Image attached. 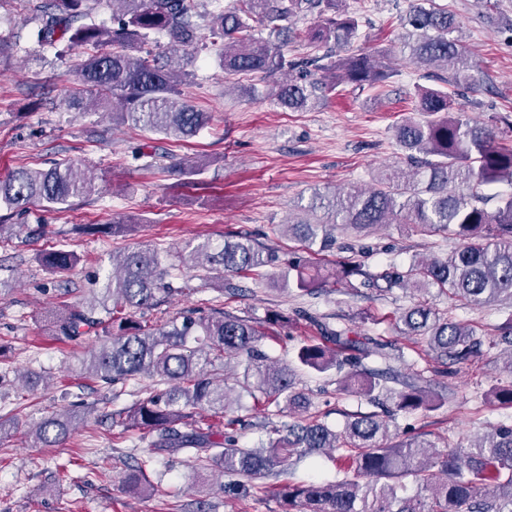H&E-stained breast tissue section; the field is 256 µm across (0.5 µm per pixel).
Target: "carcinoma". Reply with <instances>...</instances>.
I'll return each mask as SVG.
<instances>
[{"mask_svg":"<svg viewBox=\"0 0 512 512\" xmlns=\"http://www.w3.org/2000/svg\"><path fill=\"white\" fill-rule=\"evenodd\" d=\"M40 22L39 41L49 47L64 43L83 50L77 76L82 94L68 100L70 108L89 106L108 111L112 121L131 123L151 132L191 138L203 130L209 115L184 97L180 86L187 74H177L154 52L159 36L170 39L172 52L190 54L199 47V20L208 18L210 44L226 75L279 73L288 78L272 96L290 112H306L336 93L344 84L381 88L393 77L377 56L353 49L359 22L345 0H220L217 10L202 12L201 0H112V28L84 23L92 0H25ZM317 14L320 23L311 38L330 47L321 56L294 57L285 46L294 18ZM402 51L418 69L433 73L435 87L416 89L408 117L395 127L406 166L377 178L369 190H359L328 203L329 222L288 224V232L329 251L336 230L362 231L383 224L406 223L425 233H446L460 247L446 259H414L407 270L386 269L363 282H384L388 292L412 286L438 288L468 306L491 303L512 308V193L498 196L496 209L487 208L485 189L512 185V121L478 123L455 107L448 87L475 89L479 75L466 44L456 36L454 13L431 0H414L401 20ZM267 31V37L260 32ZM97 191L95 173L56 163L47 170L20 168L0 179V208L22 211L31 205L66 209L72 200ZM206 268L245 277L261 275L278 256L253 240L224 237V245L203 243L194 258ZM43 265L61 273L78 263L69 250H49ZM167 270L157 253L136 250L120 254L102 291V311L96 306L61 305L60 334L77 340L107 324L106 340L90 354L89 374L115 387L142 375L169 385L125 415V430L151 437L147 455L134 458L126 482L146 490L155 456H179L204 468L215 463L228 474L251 481L254 494L265 491L260 480L286 475L291 466L313 454L331 461L346 460L347 468L327 482L278 485L282 512H512V425L498 424L467 446L446 453L421 434L401 439L390 432L387 419L400 412L432 411L448 402L416 379L390 370L369 369L364 360L384 355L385 345L352 338L315 316L297 318L319 328L327 345L306 340L295 353L301 369L335 372L347 393L365 399L376 410L360 413L337 429L308 414L309 400L295 391L294 370L261 349L265 331L256 322L214 310H191L181 320L141 323L133 314L150 309L158 296L178 292L166 281ZM288 287L305 294L325 283L320 269L296 260L288 263ZM403 334L426 340L438 357L465 363L479 353L480 342L467 326L453 321L428 301L402 312ZM234 366L242 374L234 381L253 400V407L286 413L288 423L252 445L243 442L240 418L232 415L228 385L217 384L213 371ZM399 384L393 388L388 381ZM503 408H512V383L492 388ZM206 411L224 425L215 433L193 409ZM72 414L53 412L36 422L31 434L44 447H57L70 435ZM430 492L429 499L406 494L407 484Z\"/></svg>","mask_w":512,"mask_h":512,"instance_id":"1","label":"carcinoma"}]
</instances>
